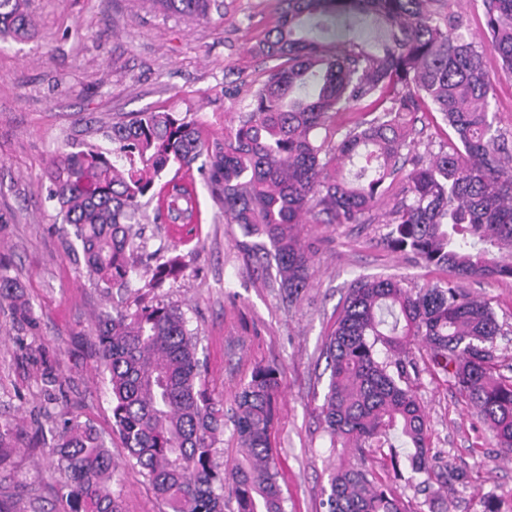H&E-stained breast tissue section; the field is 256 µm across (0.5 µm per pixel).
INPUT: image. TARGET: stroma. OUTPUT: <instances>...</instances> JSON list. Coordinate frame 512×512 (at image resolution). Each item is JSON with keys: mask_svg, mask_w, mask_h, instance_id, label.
<instances>
[{"mask_svg": "<svg viewBox=\"0 0 512 512\" xmlns=\"http://www.w3.org/2000/svg\"><path fill=\"white\" fill-rule=\"evenodd\" d=\"M37 27L23 40L0 41V257L34 305V320L19 325L0 306V419L17 425L14 446L0 463V506L6 512H70L52 474L51 445H34L36 428L61 431L79 416L98 428L112 424V396L99 369L96 316L135 296L106 297L89 283L62 244L65 231L47 198L45 171L59 149L92 143L110 151L104 132L134 113L166 108L187 112L206 134H223L248 111L251 95L268 76L270 60L258 45L278 18V0H224L223 17L198 22L165 11L157 0H30ZM199 223L149 224L146 250L182 255L186 270L147 302L180 308L200 338L206 384L232 408L234 394L253 368L279 372L273 440L286 512H323L328 476L341 459L320 415L328 375L324 342L354 284L396 276L419 289L447 275L390 248L385 236L392 206L384 197L367 224L300 227L312 261L307 288L288 302L260 254L237 247L238 225L225 223L205 186H198ZM471 296L489 301L502 328L498 363L512 369V281L494 277L463 281ZM414 389L426 407L428 444L458 478L442 491H419L420 474L409 464L393 472L390 454L406 445L370 452L364 464L389 479L420 512H481L495 497L512 512V458L496 448L453 380L415 352ZM60 374L54 387L43 369ZM119 470L114 489L123 512H159L153 490L112 442Z\"/></svg>", "mask_w": 512, "mask_h": 512, "instance_id": "35a3bbf8", "label": "stroma"}]
</instances>
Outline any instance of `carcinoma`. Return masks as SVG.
Instances as JSON below:
<instances>
[{
	"label": "carcinoma",
	"mask_w": 512,
	"mask_h": 512,
	"mask_svg": "<svg viewBox=\"0 0 512 512\" xmlns=\"http://www.w3.org/2000/svg\"><path fill=\"white\" fill-rule=\"evenodd\" d=\"M166 10L208 21L224 0H157ZM447 0H280L262 52L278 61L254 93L250 111L224 135L203 133L188 114L151 110L112 122V153L93 146L55 155L46 171L48 198L72 228L88 279L110 295L132 276L156 289L183 272L179 255L139 272L133 225L142 198L156 200L159 224H196L194 170L227 224L265 237L285 298L307 287L310 254L298 227L364 224L378 201L402 184L390 211L391 246L456 279L414 292L393 278L357 282L324 346L328 384L321 415L332 446L365 453L398 432L413 448L418 474L438 458L427 444L424 405L409 383L412 346L424 348L512 452V377L494 363L499 324L490 302L461 281L512 280V144L495 126L494 77L512 80V0H481L483 44L464 38L463 15L434 7ZM371 18L372 47L350 38L326 45L300 34L325 16ZM29 0H0V40L27 36ZM497 63L491 76L487 54ZM344 112L359 116L347 126ZM438 112L452 131L435 154L410 138L417 115ZM352 178L340 172L345 161ZM173 176L156 193V179ZM0 262V298L25 323L33 304ZM99 366L112 391V434L127 449L162 512H285L272 443L278 370L256 367L238 388L230 421L243 449L226 473L215 444L223 404L205 387L199 337L172 306L139 302L96 318ZM15 424L0 420V456ZM53 472L73 512H122L112 490L108 440L92 421L69 419L54 444ZM327 512H416L391 486L342 463L329 475Z\"/></svg>",
	"instance_id": "cac0c4a2"
}]
</instances>
